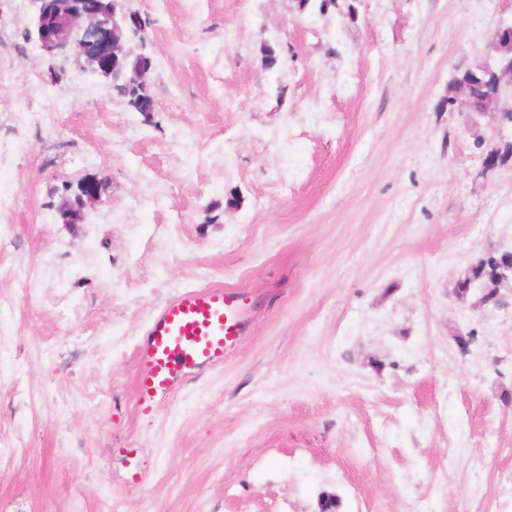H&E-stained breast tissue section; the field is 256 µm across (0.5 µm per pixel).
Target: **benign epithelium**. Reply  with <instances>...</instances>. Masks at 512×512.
Returning a JSON list of instances; mask_svg holds the SVG:
<instances>
[{"mask_svg": "<svg viewBox=\"0 0 512 512\" xmlns=\"http://www.w3.org/2000/svg\"><path fill=\"white\" fill-rule=\"evenodd\" d=\"M34 10L23 38L44 60L74 58L83 73L95 74L112 87V75L122 67L128 54L121 28L115 22L121 0H29ZM133 38L146 41V26L133 10L123 14ZM488 57L500 60L498 69L485 64L470 73L489 72L491 85L481 104H476L467 83L456 78L448 88L450 101L460 103L478 114L492 113L498 124L512 126V106L503 107L504 97L512 98V23L500 25L488 44ZM70 197L63 215L68 224L82 223L84 211L100 202L103 190L94 178H86L76 188H68Z\"/></svg>", "mask_w": 512, "mask_h": 512, "instance_id": "benign-epithelium-1", "label": "benign epithelium"}]
</instances>
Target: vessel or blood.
I'll use <instances>...</instances> for the list:
<instances>
[{
	"mask_svg": "<svg viewBox=\"0 0 512 512\" xmlns=\"http://www.w3.org/2000/svg\"><path fill=\"white\" fill-rule=\"evenodd\" d=\"M245 306L243 293L224 288L192 290L165 305L138 348L141 398L164 402L208 368L223 364L246 332Z\"/></svg>",
	"mask_w": 512,
	"mask_h": 512,
	"instance_id": "vessel-or-blood-1",
	"label": "vessel or blood"
}]
</instances>
